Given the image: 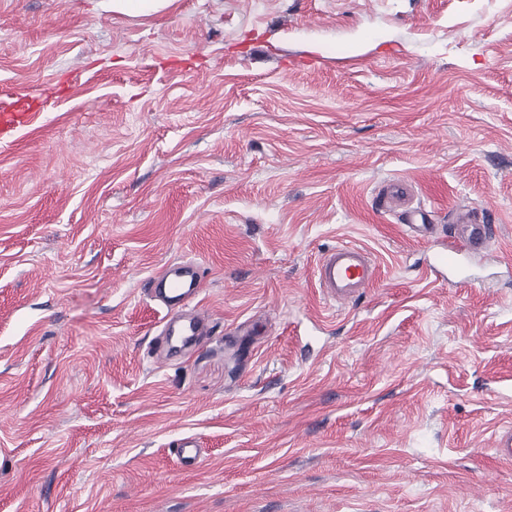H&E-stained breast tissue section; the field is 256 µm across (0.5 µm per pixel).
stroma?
<instances>
[{"label": "stroma", "instance_id": "stroma-1", "mask_svg": "<svg viewBox=\"0 0 512 512\" xmlns=\"http://www.w3.org/2000/svg\"><path fill=\"white\" fill-rule=\"evenodd\" d=\"M17 93L0 512H512V0H0ZM394 178L493 225L490 280L424 277ZM342 242L378 276L332 304ZM186 260L209 320L172 354L149 282ZM112 12L128 16H151L168 9L174 0H103ZM406 184L402 180H391L382 187V193L378 196V206L385 210L390 211V205L405 204L406 202ZM176 453L181 458L182 465L189 470H195L202 462V452L197 448L192 438H183L176 444Z\"/></svg>", "mask_w": 512, "mask_h": 512}]
</instances>
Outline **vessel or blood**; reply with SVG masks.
<instances>
[{
  "instance_id": "obj_1",
  "label": "vessel or blood",
  "mask_w": 512,
  "mask_h": 512,
  "mask_svg": "<svg viewBox=\"0 0 512 512\" xmlns=\"http://www.w3.org/2000/svg\"><path fill=\"white\" fill-rule=\"evenodd\" d=\"M393 204L401 205L400 220L408 233L424 239L432 238L433 225L418 223V210L406 204L404 181L392 180L382 188L379 207L386 210ZM451 234L452 241L441 244L433 263L424 268V275H433L441 268L456 267L464 256L483 253L493 235V227L477 223L463 215L459 217L457 224L452 225ZM314 275L328 300L341 301L358 296L371 288L376 280V267L362 248L346 243L322 254L315 264ZM201 287L200 269L192 262L170 266L155 283L153 292L164 298L167 308L178 306L190 310L185 323L168 332L172 348L179 349L196 342L200 335V328L205 324L207 316L194 309L192 303L199 296ZM176 453L186 469H197L202 462V452L192 438L181 439L176 445Z\"/></svg>"
}]
</instances>
